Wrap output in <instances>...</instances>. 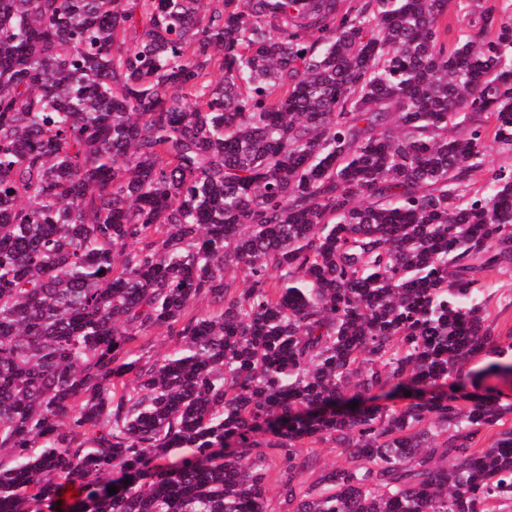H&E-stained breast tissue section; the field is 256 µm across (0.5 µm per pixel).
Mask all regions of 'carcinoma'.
<instances>
[{
  "instance_id": "1",
  "label": "carcinoma",
  "mask_w": 512,
  "mask_h": 512,
  "mask_svg": "<svg viewBox=\"0 0 512 512\" xmlns=\"http://www.w3.org/2000/svg\"><path fill=\"white\" fill-rule=\"evenodd\" d=\"M447 4L0 0V512H264L271 450L288 512L512 504V401L443 391L512 378V24ZM499 169L512 170V150L492 144L487 149L484 168L474 177L472 188L475 191L483 188L492 172ZM490 288L491 299L487 304V321L492 336L499 345L512 342V267H500L480 274ZM308 446H311L308 448H312L309 451H307V447L303 448L305 454L311 452L312 455L311 465L303 474V480L306 484L316 482L323 471L332 465H343L346 462L342 449L336 448V445L331 442H322Z\"/></svg>"
}]
</instances>
